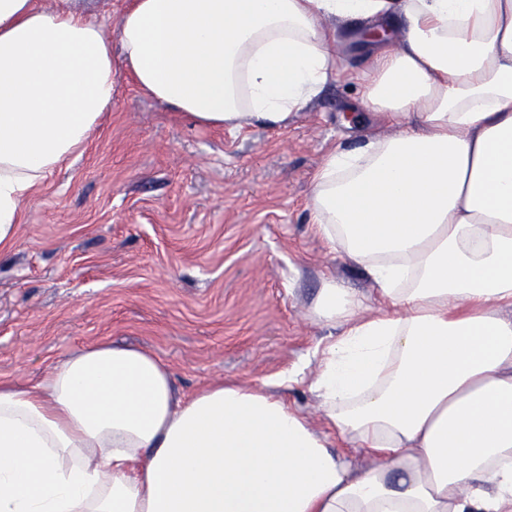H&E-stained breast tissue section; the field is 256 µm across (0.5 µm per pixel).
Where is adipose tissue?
<instances>
[{
    "label": "adipose tissue",
    "instance_id": "ef3b65f1",
    "mask_svg": "<svg viewBox=\"0 0 512 512\" xmlns=\"http://www.w3.org/2000/svg\"><path fill=\"white\" fill-rule=\"evenodd\" d=\"M348 23L398 30L366 46L361 102L399 131L312 181L316 233L374 290L327 276L310 302L320 422L292 376L184 397L100 342L0 379V512H512V0H129L113 37L0 0V250L111 109L113 44L198 125L278 129L335 80Z\"/></svg>",
    "mask_w": 512,
    "mask_h": 512
}]
</instances>
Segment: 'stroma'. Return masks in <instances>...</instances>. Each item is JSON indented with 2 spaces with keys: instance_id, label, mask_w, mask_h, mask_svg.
<instances>
[{
  "instance_id": "obj_1",
  "label": "stroma",
  "mask_w": 512,
  "mask_h": 512,
  "mask_svg": "<svg viewBox=\"0 0 512 512\" xmlns=\"http://www.w3.org/2000/svg\"><path fill=\"white\" fill-rule=\"evenodd\" d=\"M363 61L345 44L336 80L288 128L234 132L196 125L114 63L110 112L25 202L0 252V378L36 384L105 340L150 350L186 394L299 368L313 377L327 331L308 308L322 277L372 292L309 210L328 151L397 131L359 103Z\"/></svg>"
}]
</instances>
